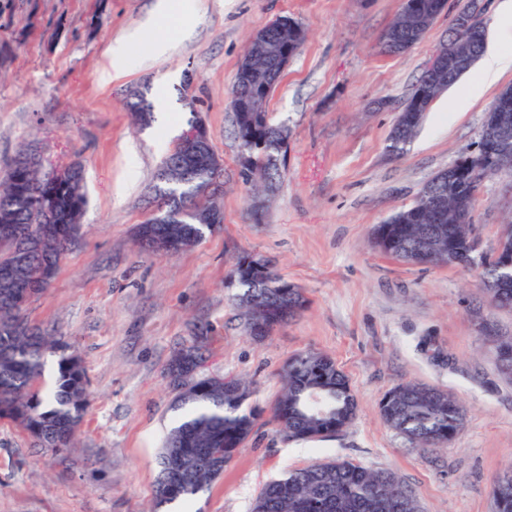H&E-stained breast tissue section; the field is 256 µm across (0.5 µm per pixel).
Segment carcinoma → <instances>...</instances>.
Masks as SVG:
<instances>
[{"label": "carcinoma", "mask_w": 512, "mask_h": 512, "mask_svg": "<svg viewBox=\"0 0 512 512\" xmlns=\"http://www.w3.org/2000/svg\"><path fill=\"white\" fill-rule=\"evenodd\" d=\"M439 0H402V6L386 29L395 50L413 47L435 24ZM267 43L306 41L305 29L273 21L264 27ZM486 33L479 31L464 41L471 63L484 52ZM420 78L399 111L389 135V151L404 152L420 125L408 123L414 111ZM269 97L257 95L256 112L234 113V135L242 152L253 158V169L244 173L253 188L273 193L283 170L288 129L272 119L259 121L255 113H267ZM136 121L147 126L153 115L141 94L130 103ZM73 175L62 185L50 183L52 171L44 169L39 154L20 152L7 176L0 180V220L8 219L10 236L0 243V263L22 260L20 275L6 281L0 277V419L11 420L27 432L35 444L55 454L71 447L87 405L88 377L81 358L70 345L30 325L24 312L56 277L63 255L81 238V218L87 197L82 168L72 165ZM217 169L200 161L193 163L175 152L159 167L156 185L158 206L173 196L192 199L190 207L176 213L172 224L138 225L137 242L146 251L174 254L200 243L218 228L201 223V216L218 209L212 200ZM493 176L474 165L462 179L445 186L450 204L444 210V228L432 222L431 199L416 200L421 212L416 224L405 222L402 209L373 227V240L397 239L391 256L414 264L422 252L452 264V253L468 249L475 240L472 213L475 195ZM478 276L490 285L487 293L494 305L505 297L512 308V268L496 262L494 255L471 256ZM226 287L235 289L232 301L239 309L249 335L262 338L294 320L306 307L303 290L277 274L259 279L253 273L252 255L239 254L232 263ZM496 351L503 366L512 372V336L499 338ZM55 355V389L42 394L39 382L44 359ZM202 354L200 346L180 350L172 361V374H188L196 386L177 384L172 410L177 412L163 439L158 458L154 508L187 501L207 489L224 473L239 448L248 441L256 422L269 412L278 431L290 440L319 441L348 427L357 415V402L349 381L329 356L308 351L285 364L283 392L265 410L248 405L252 395L249 382L235 376H197ZM321 395L327 405L321 414L312 395ZM384 422L413 447L433 452L459 432L464 406L448 392L414 382H402L384 394L379 403ZM501 475L492 483L495 512H512V488L497 490ZM251 512H421L412 492L391 470L374 469L348 460L311 464L269 481L252 504Z\"/></svg>", "instance_id": "1"}]
</instances>
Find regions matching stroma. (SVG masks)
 I'll use <instances>...</instances> for the list:
<instances>
[{
  "label": "stroma",
  "mask_w": 512,
  "mask_h": 512,
  "mask_svg": "<svg viewBox=\"0 0 512 512\" xmlns=\"http://www.w3.org/2000/svg\"><path fill=\"white\" fill-rule=\"evenodd\" d=\"M154 2L0 0V175L30 145L53 167L79 164L88 198L79 245L25 316L82 357L89 394L73 445L60 454L0 420V512H150L176 395L169 367L199 339L201 375L246 379L252 403L265 409L282 392L289 358L326 354L347 375L358 412L343 432L315 442L287 439L261 417L183 512H250L266 482L332 460L395 471L423 512H493L492 479L512 464V377L481 328L489 322L512 336V310L489 305L475 271L403 263L376 249L371 233L478 140L512 68L474 100L467 93L478 74L463 76L396 156L388 149L396 106L463 0H448L403 55L381 45L402 0H199L192 17L141 30ZM284 16L307 38L268 105L289 129L288 154L257 224L229 97L252 35ZM135 28L141 40L127 75L102 81L109 47ZM160 32L181 38L168 56L143 60ZM135 91L151 103L166 96L168 111L140 126L128 107ZM195 115L223 165L215 198L224 222L178 255L142 251L135 229L156 208L157 168ZM473 221L480 252H493L512 224L511 179L485 181ZM243 251L268 259L308 300L260 341L245 332L225 286ZM406 381L447 391L466 409L440 451L412 447L379 415L383 395Z\"/></svg>",
  "instance_id": "obj_1"
}]
</instances>
